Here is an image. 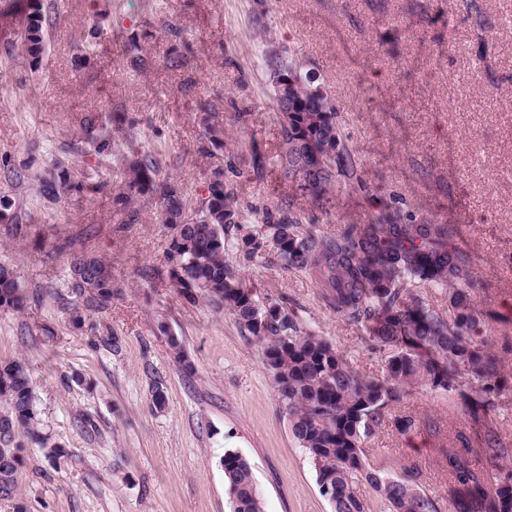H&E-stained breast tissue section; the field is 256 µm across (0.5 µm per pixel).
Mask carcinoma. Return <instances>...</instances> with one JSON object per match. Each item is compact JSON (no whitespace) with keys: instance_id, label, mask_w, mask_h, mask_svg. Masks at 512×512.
<instances>
[{"instance_id":"obj_1","label":"carcinoma","mask_w":512,"mask_h":512,"mask_svg":"<svg viewBox=\"0 0 512 512\" xmlns=\"http://www.w3.org/2000/svg\"><path fill=\"white\" fill-rule=\"evenodd\" d=\"M0 16L14 18L13 43L38 60L44 30L52 23L50 7L43 0H5ZM267 74L279 126L280 177L312 209L325 213L337 188L363 187L357 151L337 121L335 102L295 50L273 51ZM200 123L213 147H222L224 130L211 120L210 110H203ZM128 149L123 188L114 204L121 208L135 195L155 200L163 223L173 230L172 286L189 303L204 298L231 312L262 346L292 433L333 512H367L357 492L362 483L387 502L389 512H441L443 497L407 477L392 478L367 459L366 443L384 426L401 434L417 428L416 418L396 412V406L418 389L448 394L467 418V425L448 433V443L438 448L453 512H512V442L505 441L495 419L503 400L512 396V378L501 373L500 359L484 336L489 321L509 318L479 307L472 257L456 245L454 225L419 218L394 199L375 197L377 206L365 223L321 235L302 227L303 211L290 198L259 216L265 227L260 236L245 230L223 167L213 169L205 196L192 207L151 155L133 140ZM68 186L62 170L44 181L43 190L57 196ZM269 247L285 267L314 278L325 306L358 325L385 355L382 376L354 370L332 342L307 330L279 300H257L225 259L230 248L252 260ZM70 275L76 295L97 306L112 302V269L102 260L76 256ZM425 286L444 288L448 306L431 303ZM24 302L17 274L1 264L0 311L18 312ZM0 403V497L10 498L18 489V429L40 441L22 362L0 365ZM222 464L232 512H264L249 462L227 450Z\"/></svg>"}]
</instances>
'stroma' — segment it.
Wrapping results in <instances>:
<instances>
[{"mask_svg":"<svg viewBox=\"0 0 512 512\" xmlns=\"http://www.w3.org/2000/svg\"><path fill=\"white\" fill-rule=\"evenodd\" d=\"M492 29L477 30L464 0H55L39 62L0 33V263L27 296L0 312V364L26 363L46 446L18 430L24 464L0 512H231L222 459L250 463L264 512H333L294 438L260 346L229 312L188 303L169 280L171 230L154 201L113 198L128 156L116 131L103 165L100 128L113 112L136 124L142 151L200 199L216 165L258 234L257 216L292 194L279 177L278 130L266 55L294 47L339 108L361 159L363 188L339 189L313 229L333 235L365 221L372 197H395L421 218L456 225L474 258L481 308L512 316V0H477ZM170 29H162V22ZM138 33V61L121 50ZM185 55L183 66L168 65ZM224 127L217 150L202 135L199 103ZM246 120L235 121L240 108ZM267 156L251 168L250 145ZM70 188L46 198L56 169ZM112 268L114 295L98 310L72 293L74 256ZM226 259L258 299L282 298L312 332L336 345L356 371L382 375L384 357L359 327L327 309L315 282L274 251ZM81 315L73 325V315ZM183 344L191 370L169 345ZM162 389L164 405L153 399ZM419 425L383 429L369 462L442 493L439 441L425 426L463 427L447 395L413 391L401 404ZM66 452L57 464L47 446Z\"/></svg>","mask_w":512,"mask_h":512,"instance_id":"obj_1","label":"stroma"}]
</instances>
